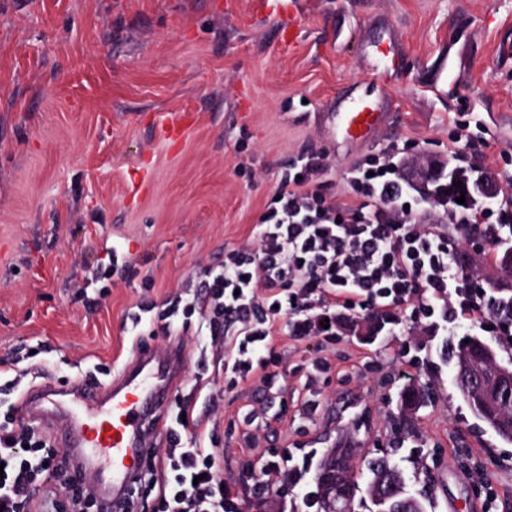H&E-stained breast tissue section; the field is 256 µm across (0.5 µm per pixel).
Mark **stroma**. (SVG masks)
<instances>
[{"instance_id": "obj_1", "label": "stroma", "mask_w": 512, "mask_h": 512, "mask_svg": "<svg viewBox=\"0 0 512 512\" xmlns=\"http://www.w3.org/2000/svg\"><path fill=\"white\" fill-rule=\"evenodd\" d=\"M292 46L258 0H0V416L22 392L108 380L137 348L126 319L163 303L228 249L256 246V224L290 162L310 150L333 163L328 192L345 201L356 162L403 146V163L455 161L460 123L488 148L473 165L512 192V0H293ZM394 43L407 65L372 139H330L322 106L370 94L372 45ZM118 254L126 270L109 273ZM432 327L376 339L345 331L329 344L278 331L271 382L224 379L231 343L163 332L187 360L175 403L194 435L224 440L222 476L240 506L304 512L314 490L301 462L323 453L338 418L367 433L370 456L393 454L411 493L432 468L427 512L449 501L512 512V443L480 422L442 364ZM419 366L410 379L399 352ZM204 367H197L198 356ZM329 369L318 373L315 360ZM427 384L428 404L402 399ZM288 452L296 480L264 482ZM481 465L486 483L467 475Z\"/></svg>"}]
</instances>
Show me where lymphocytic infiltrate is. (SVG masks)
<instances>
[{
    "label": "lymphocytic infiltrate",
    "mask_w": 512,
    "mask_h": 512,
    "mask_svg": "<svg viewBox=\"0 0 512 512\" xmlns=\"http://www.w3.org/2000/svg\"><path fill=\"white\" fill-rule=\"evenodd\" d=\"M400 152L389 145L345 172L348 203L325 196L333 169L325 152L290 163L259 218L257 249L226 251L222 264L206 270L199 282L205 300L169 295L163 331L193 328L220 347L237 328L224 360L231 386L274 363L267 349L278 325L295 339L333 342L340 333L323 321L346 312L393 329L406 321L446 332L463 327L468 335L512 344V309L499 308L469 271L492 246L512 239V196L483 210L452 205L446 223H423L402 190ZM151 453L139 484L158 491L166 512H239L222 487L217 437L208 447L190 448L174 428ZM69 464L39 426L0 425V512H30L37 496L45 512H86L98 500L91 485L74 486L62 503L50 484Z\"/></svg>",
    "instance_id": "1"
}]
</instances>
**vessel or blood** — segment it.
Masks as SVG:
<instances>
[{"mask_svg":"<svg viewBox=\"0 0 512 512\" xmlns=\"http://www.w3.org/2000/svg\"><path fill=\"white\" fill-rule=\"evenodd\" d=\"M271 8L282 42L292 43L296 16L283 0H272ZM385 118L381 100H361L346 111L328 113L327 124L344 139L363 141ZM185 360L175 344L161 354L138 347L134 359L106 385L77 381L63 389L45 382L25 392L19 401L21 419L47 423L68 448L74 475L91 478L110 512H120L154 445L153 417L181 384Z\"/></svg>","mask_w":512,"mask_h":512,"instance_id":"1","label":"vessel or blood"}]
</instances>
